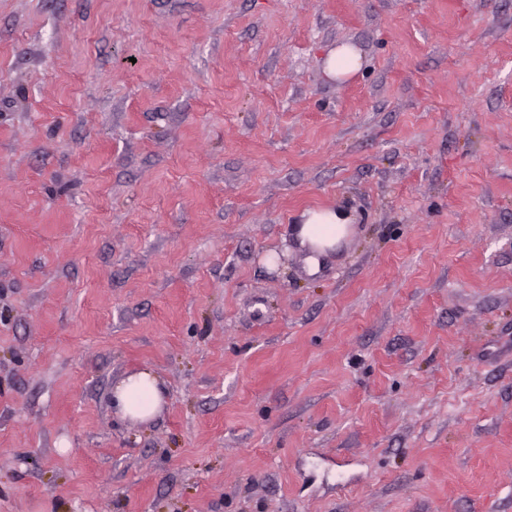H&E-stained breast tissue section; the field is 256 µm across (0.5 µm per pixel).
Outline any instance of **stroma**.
I'll return each instance as SVG.
<instances>
[{
	"label": "stroma",
	"mask_w": 512,
	"mask_h": 512,
	"mask_svg": "<svg viewBox=\"0 0 512 512\" xmlns=\"http://www.w3.org/2000/svg\"><path fill=\"white\" fill-rule=\"evenodd\" d=\"M0 512H512V0H0ZM359 69L358 57L346 46L330 53L327 71L333 77L347 76ZM352 232L350 217L344 211L334 208L310 209L301 215L296 238L301 249L309 253V263L317 267L320 259L335 253ZM165 402L164 385L149 370L127 375L112 390V405L124 420L149 423L159 416Z\"/></svg>",
	"instance_id": "35a3bbf8"
}]
</instances>
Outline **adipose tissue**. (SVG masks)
Returning <instances> with one entry per match:
<instances>
[{
  "label": "adipose tissue",
  "mask_w": 512,
  "mask_h": 512,
  "mask_svg": "<svg viewBox=\"0 0 512 512\" xmlns=\"http://www.w3.org/2000/svg\"><path fill=\"white\" fill-rule=\"evenodd\" d=\"M353 232L349 216L334 208L310 209L302 213L296 229L301 249L308 261L319 265L321 259L335 253ZM166 402L163 383L152 372L141 370L127 375L112 391V404L122 419L148 423L161 413Z\"/></svg>",
  "instance_id": "ef3b65f1"
}]
</instances>
